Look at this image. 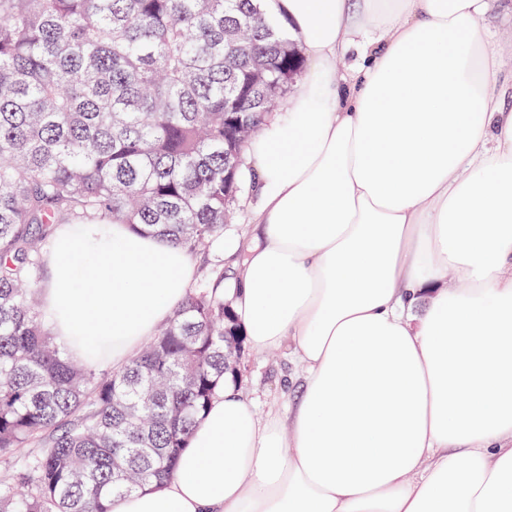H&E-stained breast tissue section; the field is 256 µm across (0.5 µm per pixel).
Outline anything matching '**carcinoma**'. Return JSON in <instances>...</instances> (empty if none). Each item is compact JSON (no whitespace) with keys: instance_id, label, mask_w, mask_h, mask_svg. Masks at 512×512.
I'll use <instances>...</instances> for the list:
<instances>
[{"instance_id":"obj_1","label":"carcinoma","mask_w":512,"mask_h":512,"mask_svg":"<svg viewBox=\"0 0 512 512\" xmlns=\"http://www.w3.org/2000/svg\"><path fill=\"white\" fill-rule=\"evenodd\" d=\"M303 73L268 0H0V512H109L174 474L240 335L224 273L100 376L47 325L54 229L224 239L249 142Z\"/></svg>"}]
</instances>
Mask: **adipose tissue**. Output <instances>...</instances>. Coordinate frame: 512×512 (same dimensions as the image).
I'll use <instances>...</instances> for the list:
<instances>
[{"mask_svg":"<svg viewBox=\"0 0 512 512\" xmlns=\"http://www.w3.org/2000/svg\"><path fill=\"white\" fill-rule=\"evenodd\" d=\"M487 7L277 0L311 67L246 155L255 245L217 250L242 257L223 295L244 337L291 341L301 388L262 418L225 374L173 476L111 512H512V110ZM54 241L44 309L82 363L122 369L198 275L128 224Z\"/></svg>","mask_w":512,"mask_h":512,"instance_id":"ef3b65f1","label":"adipose tissue"}]
</instances>
